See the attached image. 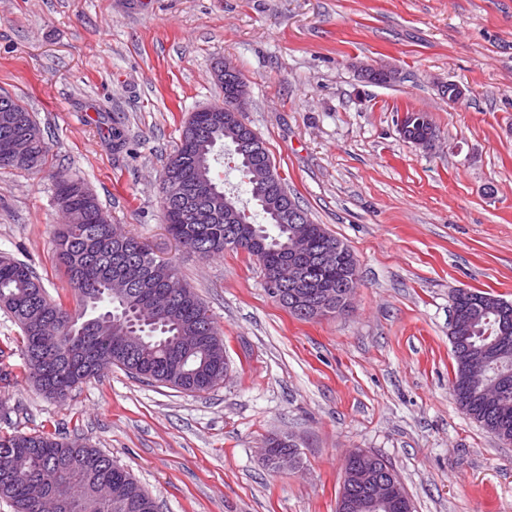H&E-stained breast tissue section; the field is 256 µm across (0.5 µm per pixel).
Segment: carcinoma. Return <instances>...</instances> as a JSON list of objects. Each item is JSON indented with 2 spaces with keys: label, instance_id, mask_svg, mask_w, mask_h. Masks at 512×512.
Segmentation results:
<instances>
[{
  "label": "carcinoma",
  "instance_id": "obj_1",
  "mask_svg": "<svg viewBox=\"0 0 512 512\" xmlns=\"http://www.w3.org/2000/svg\"><path fill=\"white\" fill-rule=\"evenodd\" d=\"M216 112H195L184 126L180 144L165 165L162 181L187 193L162 200L168 233L179 244L204 258L227 248L239 249L241 238L265 237L266 250L255 258L269 275L296 243L304 253V289L313 294H336L346 276L357 275V260L349 248L336 257V266L314 263L313 255L340 243L313 221L294 224L271 209L273 192L252 180L256 154L238 151L237 127L224 122L223 105ZM24 140L34 168L45 163L49 151L33 113L9 96L0 95V168H13L12 146ZM239 160L248 178L251 199L262 221L228 194L213 177L219 152ZM61 207L80 211L82 222L63 224L54 238L55 259L74 291L76 306L67 307L48 296L40 278L25 262L0 255V308L8 311L24 334L22 353L27 379L47 395L63 401L100 364L110 363L147 380L190 393L207 392L224 383V356H214L211 341L218 336L206 305L188 287L166 311L155 309L156 293L177 276L169 262L156 259L131 235L112 240L111 224L96 196L79 178L56 182ZM239 213V223H224V208ZM502 298L472 291L453 296L452 311L461 320V339L452 342L454 366L449 390L464 412L497 438L512 444V355L491 362L490 381L498 399L489 401L482 389L464 376L462 351L481 348L502 334L512 337V323L501 328L497 305ZM0 499L15 512H158L155 500L112 458L80 438L16 431L0 436ZM71 468L82 474L85 507L74 509L53 494L36 500L29 486L40 481L50 487L64 481Z\"/></svg>",
  "mask_w": 512,
  "mask_h": 512
}]
</instances>
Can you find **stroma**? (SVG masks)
<instances>
[{"label": "stroma", "instance_id": "35a3bbf8", "mask_svg": "<svg viewBox=\"0 0 512 512\" xmlns=\"http://www.w3.org/2000/svg\"><path fill=\"white\" fill-rule=\"evenodd\" d=\"M226 64L289 194L357 259L345 314L301 319L243 252L203 259L165 229L161 173L191 113L223 101ZM380 64L399 80H360ZM449 81L466 90L453 105ZM0 94L50 147L41 170L0 168V254L74 304L55 176L78 177L203 299L232 369L192 394L114 366L54 401L0 310V435L82 438L159 512H336L359 449L391 463L415 512H512V446L448 386L455 289L512 300V0H0ZM407 109L436 147L400 138ZM272 436L297 444L291 466L263 462Z\"/></svg>", "mask_w": 512, "mask_h": 512}]
</instances>
